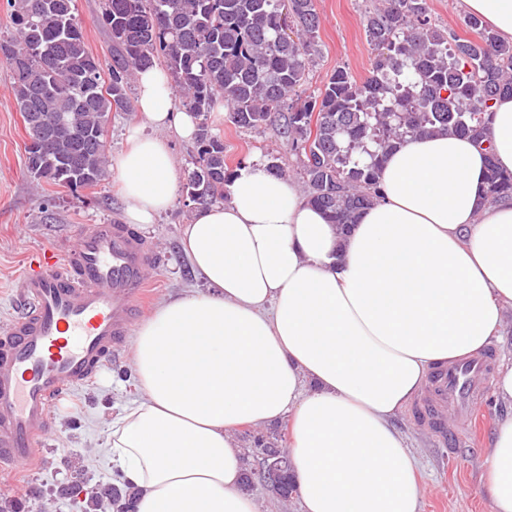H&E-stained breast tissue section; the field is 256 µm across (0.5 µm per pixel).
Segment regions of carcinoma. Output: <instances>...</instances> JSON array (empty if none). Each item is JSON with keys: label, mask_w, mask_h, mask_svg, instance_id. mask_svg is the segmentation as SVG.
<instances>
[{"label": "carcinoma", "mask_w": 512, "mask_h": 512, "mask_svg": "<svg viewBox=\"0 0 512 512\" xmlns=\"http://www.w3.org/2000/svg\"><path fill=\"white\" fill-rule=\"evenodd\" d=\"M15 32L0 38L16 106L30 144L31 177L78 188L105 181L106 124L130 112L134 75L163 62L182 106L198 119L196 155L185 191L192 205L225 198L234 174L212 112L225 108L243 129L273 127L298 160L309 201L343 228L376 198L385 156L408 136L448 132L486 140L493 100L512 95V44L476 17L472 41L432 26L426 0H380L365 15L376 52L359 82L338 68L323 87L302 86L317 52L314 0H104L111 60L87 48L75 0H7ZM487 197L512 198V172L489 158ZM260 456L279 436L246 434ZM135 496L110 486L106 498L126 512Z\"/></svg>", "instance_id": "carcinoma-1"}]
</instances>
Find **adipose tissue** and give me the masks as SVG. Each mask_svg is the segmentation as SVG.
Segmentation results:
<instances>
[{"mask_svg":"<svg viewBox=\"0 0 512 512\" xmlns=\"http://www.w3.org/2000/svg\"><path fill=\"white\" fill-rule=\"evenodd\" d=\"M512 43V0H458ZM138 120L113 155L124 219L152 224L178 193L167 132L192 139L159 68L136 79ZM489 146L408 138L378 201L341 231L267 165L195 208L181 247L204 287L164 300L132 336L138 397L107 459L135 512H260L238 431L288 421L300 512H420L418 461L392 420L434 366L482 350L512 307V200H485L486 156L512 171V98ZM492 512H512V416L485 462Z\"/></svg>","mask_w":512,"mask_h":512,"instance_id":"obj_1","label":"adipose tissue"}]
</instances>
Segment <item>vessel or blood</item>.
I'll return each instance as SVG.
<instances>
[{
  "instance_id": "1",
  "label": "vessel or blood",
  "mask_w": 512,
  "mask_h": 512,
  "mask_svg": "<svg viewBox=\"0 0 512 512\" xmlns=\"http://www.w3.org/2000/svg\"><path fill=\"white\" fill-rule=\"evenodd\" d=\"M44 270L16 284L21 308L0 333V469L32 466L52 411L90 381L130 337L152 300L154 248L130 227L94 224L74 244L48 247ZM488 350L439 366L416 411L432 435L467 448L490 389Z\"/></svg>"
}]
</instances>
